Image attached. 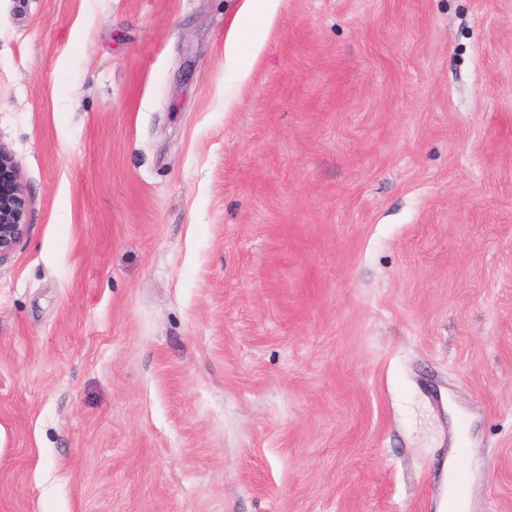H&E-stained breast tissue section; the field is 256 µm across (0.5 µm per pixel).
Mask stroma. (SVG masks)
Returning a JSON list of instances; mask_svg holds the SVG:
<instances>
[{
	"label": "stroma",
	"mask_w": 512,
	"mask_h": 512,
	"mask_svg": "<svg viewBox=\"0 0 512 512\" xmlns=\"http://www.w3.org/2000/svg\"><path fill=\"white\" fill-rule=\"evenodd\" d=\"M0 0V512H512V0ZM27 228V197L12 154L0 144V260Z\"/></svg>",
	"instance_id": "1"
}]
</instances>
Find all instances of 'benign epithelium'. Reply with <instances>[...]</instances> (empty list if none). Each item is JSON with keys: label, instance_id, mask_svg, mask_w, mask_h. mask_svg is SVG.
Segmentation results:
<instances>
[{"label": "benign epithelium", "instance_id": "obj_1", "mask_svg": "<svg viewBox=\"0 0 512 512\" xmlns=\"http://www.w3.org/2000/svg\"><path fill=\"white\" fill-rule=\"evenodd\" d=\"M26 228V191L12 154L0 145V259L11 253Z\"/></svg>", "mask_w": 512, "mask_h": 512}]
</instances>
